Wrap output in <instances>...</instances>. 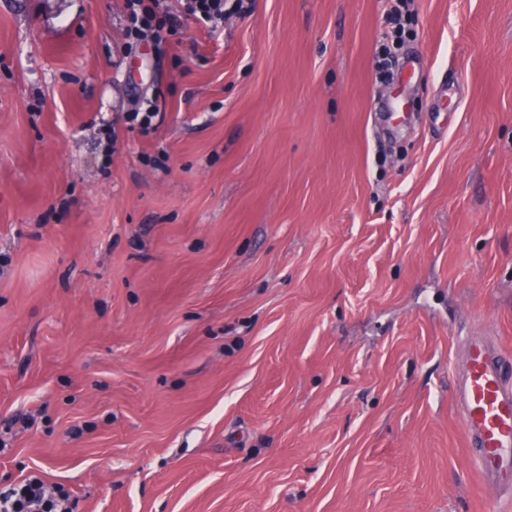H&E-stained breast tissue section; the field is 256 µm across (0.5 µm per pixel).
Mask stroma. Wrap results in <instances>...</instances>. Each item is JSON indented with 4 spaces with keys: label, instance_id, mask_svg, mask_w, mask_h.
Masks as SVG:
<instances>
[{
    "label": "stroma",
    "instance_id": "stroma-1",
    "mask_svg": "<svg viewBox=\"0 0 512 512\" xmlns=\"http://www.w3.org/2000/svg\"><path fill=\"white\" fill-rule=\"evenodd\" d=\"M123 4L0 0V492L493 512L451 369L512 353V0H411L387 80L391 0L161 53ZM158 112L153 101H147L144 108L140 107L135 112H130L128 121L131 123L129 128L131 130L138 129L141 134L147 135L156 130V125L153 122L156 120Z\"/></svg>",
    "mask_w": 512,
    "mask_h": 512
}]
</instances>
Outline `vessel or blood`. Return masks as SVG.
<instances>
[{
    "mask_svg": "<svg viewBox=\"0 0 512 512\" xmlns=\"http://www.w3.org/2000/svg\"><path fill=\"white\" fill-rule=\"evenodd\" d=\"M453 394L481 480L495 491L512 492V361L491 342L469 341Z\"/></svg>",
    "mask_w": 512,
    "mask_h": 512,
    "instance_id": "b4317fda",
    "label": "vessel or blood"
}]
</instances>
